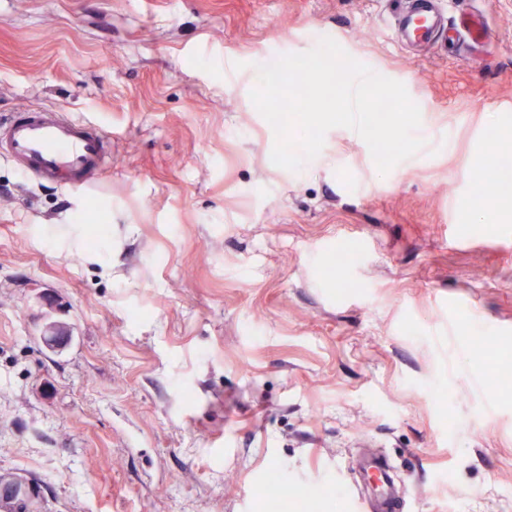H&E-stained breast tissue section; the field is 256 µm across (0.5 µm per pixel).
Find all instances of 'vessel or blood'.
<instances>
[{
	"label": "vessel or blood",
	"instance_id": "vessel-or-blood-1",
	"mask_svg": "<svg viewBox=\"0 0 512 512\" xmlns=\"http://www.w3.org/2000/svg\"><path fill=\"white\" fill-rule=\"evenodd\" d=\"M409 10L393 22L396 45L414 42L434 47L446 42L480 47L490 39L480 14L449 23L437 0H408ZM108 136L92 122L56 108L18 109L0 120V160L41 183L86 194L102 182L107 163Z\"/></svg>",
	"mask_w": 512,
	"mask_h": 512
}]
</instances>
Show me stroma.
<instances>
[{"mask_svg": "<svg viewBox=\"0 0 512 512\" xmlns=\"http://www.w3.org/2000/svg\"><path fill=\"white\" fill-rule=\"evenodd\" d=\"M393 7L0 0V118L112 138L86 195L0 160V470L41 512H349L367 451L411 512H512V191L475 204L489 131L512 154V0L469 55L393 47ZM322 30L421 110L387 175L343 127L271 159L256 67ZM276 476L305 495L257 500Z\"/></svg>", "mask_w": 512, "mask_h": 512, "instance_id": "obj_1", "label": "stroma"}]
</instances>
